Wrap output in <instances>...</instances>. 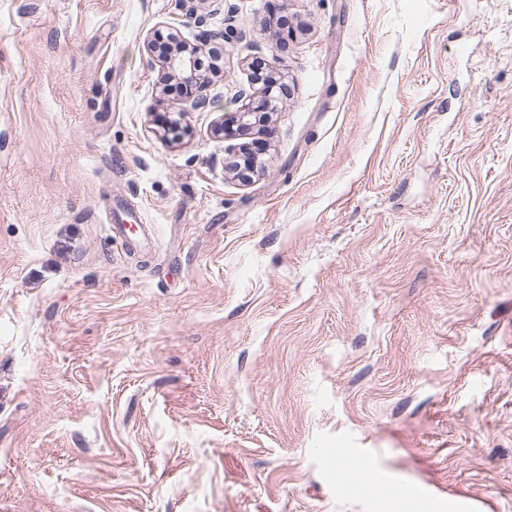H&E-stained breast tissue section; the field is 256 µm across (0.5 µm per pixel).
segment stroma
Wrapping results in <instances>:
<instances>
[{"label": "stroma", "instance_id": "obj_1", "mask_svg": "<svg viewBox=\"0 0 512 512\" xmlns=\"http://www.w3.org/2000/svg\"><path fill=\"white\" fill-rule=\"evenodd\" d=\"M187 8L0 0V512H512V0H224L203 111ZM229 39L230 37L224 30L205 31L202 33L200 46L189 50L177 34L170 33L164 40L161 32L157 30L147 40L148 63L151 66L156 62L161 64L167 79L182 80L184 85L181 88L183 94L191 99V107L195 110H203L210 105V98L206 93L209 80L206 74H197L200 70L196 67L195 58L206 49H216L223 57L219 47H223ZM162 44L167 47V50L161 53ZM239 101L246 99L248 102L241 104L237 112H232L229 117L222 116L214 122L211 133L214 137L221 139H232L236 135H247L254 128L260 129L264 127L269 118L268 109L271 105L269 99H265L261 103L255 105L252 95L246 92H240L237 96ZM234 127H236L234 129ZM184 114V112L153 113L152 123L156 127V132L161 138L175 143L190 135L188 126L182 124ZM263 168V161H259L258 154L251 151L248 144L229 148L228 156L224 158V172L243 183L250 182Z\"/></svg>", "mask_w": 512, "mask_h": 512}]
</instances>
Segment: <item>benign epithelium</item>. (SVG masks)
<instances>
[{"instance_id": "benign-epithelium-1", "label": "benign epithelium", "mask_w": 512, "mask_h": 512, "mask_svg": "<svg viewBox=\"0 0 512 512\" xmlns=\"http://www.w3.org/2000/svg\"><path fill=\"white\" fill-rule=\"evenodd\" d=\"M209 11L200 13L195 9L188 11V18L198 27L206 25L210 16L217 14L224 8V0H206ZM229 40L224 31H205L202 33L200 45L190 49L176 34L162 37L156 30L149 37L146 44L149 65L161 64L166 78L182 80L183 94L191 99V107L203 110L210 105L207 94L209 87L208 77L198 74L195 64L196 56L205 50L219 49ZM238 99L242 100L240 108L216 120L211 128L213 136L221 139H232L235 136L247 135L256 128L265 126L269 118L268 109L271 101L266 99L257 104L252 96L240 92ZM182 112H155L152 114V123L161 138L170 142H178L190 135L188 126L182 124ZM264 163L259 161L258 154L251 151L249 145L240 144L229 148L228 156L224 158V172L233 178L248 183L253 176L263 170Z\"/></svg>"}]
</instances>
